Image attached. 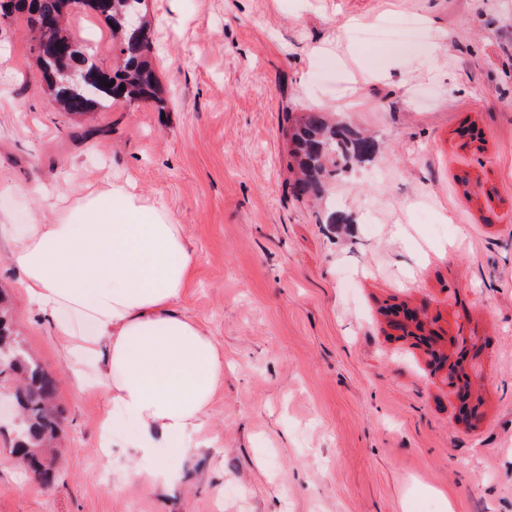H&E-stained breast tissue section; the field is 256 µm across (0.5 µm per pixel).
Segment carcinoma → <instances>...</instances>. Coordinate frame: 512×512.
<instances>
[{
	"label": "carcinoma",
	"instance_id": "1",
	"mask_svg": "<svg viewBox=\"0 0 512 512\" xmlns=\"http://www.w3.org/2000/svg\"><path fill=\"white\" fill-rule=\"evenodd\" d=\"M70 0H20L18 9L28 14L50 18L54 24L37 30L38 44L43 53L37 55L46 80L54 86L55 100L62 111L85 114L107 109L114 101L135 103L153 100L163 105L152 64L149 60L150 44L148 22L143 13L144 0H104L123 66L106 71L93 59L61 58L56 52L73 35L64 27L66 15L71 12ZM137 18L139 32L127 24L129 16ZM86 67L100 85V92L92 99L68 86L71 68ZM112 87H107V84ZM294 165L292 194L297 198L318 195L330 180L349 170L358 160L371 159L376 147L368 136H360L336 122L327 113L310 110L294 120L291 128ZM11 353L8 363L0 364V379H15L18 387L12 394L20 414L15 425L14 452L35 474H43L45 447L53 442L60 429L55 405L57 381L54 375L21 347L13 337L12 323L0 296V347Z\"/></svg>",
	"mask_w": 512,
	"mask_h": 512
}]
</instances>
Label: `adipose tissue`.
Listing matches in <instances>:
<instances>
[{
    "label": "adipose tissue",
    "mask_w": 512,
    "mask_h": 512,
    "mask_svg": "<svg viewBox=\"0 0 512 512\" xmlns=\"http://www.w3.org/2000/svg\"><path fill=\"white\" fill-rule=\"evenodd\" d=\"M11 260L30 302L50 315L72 353H107L102 432L126 451L115 460L118 482L147 461L156 484L175 485L224 361L201 325L176 308L192 255L169 207L112 182L76 196L52 223L30 225Z\"/></svg>",
    "instance_id": "adipose-tissue-1"
}]
</instances>
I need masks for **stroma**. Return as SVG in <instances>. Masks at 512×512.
<instances>
[{
	"instance_id": "stroma-1",
	"label": "stroma",
	"mask_w": 512,
	"mask_h": 512,
	"mask_svg": "<svg viewBox=\"0 0 512 512\" xmlns=\"http://www.w3.org/2000/svg\"><path fill=\"white\" fill-rule=\"evenodd\" d=\"M170 102L58 110L26 14L0 23V288L17 342L57 377L49 478L0 431V512H512V0H146ZM417 19L422 47L354 34ZM71 30L106 70L109 25ZM378 66L382 77L363 72ZM336 113L377 155L294 198L286 117ZM165 200L193 254L179 311L224 356L204 446L172 489L149 462L113 487L108 406L92 365L75 377L10 253L69 203L61 183L113 180ZM420 311L467 362L477 424L392 334Z\"/></svg>"
}]
</instances>
